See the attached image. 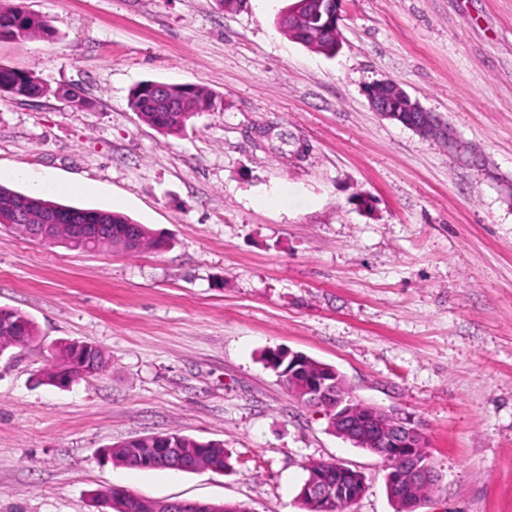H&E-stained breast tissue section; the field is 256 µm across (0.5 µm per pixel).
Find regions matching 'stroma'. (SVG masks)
I'll return each instance as SVG.
<instances>
[{
  "instance_id": "1",
  "label": "stroma",
  "mask_w": 512,
  "mask_h": 512,
  "mask_svg": "<svg viewBox=\"0 0 512 512\" xmlns=\"http://www.w3.org/2000/svg\"><path fill=\"white\" fill-rule=\"evenodd\" d=\"M54 39L0 40V66L90 105L0 96V183L123 213L168 238L136 254L0 229V307L39 339L0 356V512H96L144 498L301 512L313 461L360 471L351 512H394L377 455L332 432L263 359L334 366L358 399L419 421L437 482L419 512H512V0H343L335 57L290 39L292 0H24ZM145 80L204 86L185 135L142 122ZM399 84L456 139L371 108ZM288 150L258 147L263 126ZM100 347L103 373L40 383L49 347ZM178 431L231 470L144 476L103 456ZM97 512H136L139 506L129 497L119 498L113 489L100 491L93 497Z\"/></svg>"
}]
</instances>
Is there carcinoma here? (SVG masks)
Segmentation results:
<instances>
[{"instance_id":"carcinoma-1","label":"carcinoma","mask_w":512,"mask_h":512,"mask_svg":"<svg viewBox=\"0 0 512 512\" xmlns=\"http://www.w3.org/2000/svg\"><path fill=\"white\" fill-rule=\"evenodd\" d=\"M282 30L294 41L327 57L336 55V42L339 41V27L336 18L322 13L318 16L305 12L296 25L283 23ZM54 30L42 16L26 10L22 0H0V39H21L29 37L50 38ZM162 85L164 90L156 92L155 87ZM0 88L9 90V94L37 100L53 95L66 101L74 109L88 106V100L80 91L67 86L53 87L43 82L32 72H22L0 66ZM218 97L213 92L192 84L159 83L144 81L136 85L128 97L129 108L140 119L157 128L165 135L182 136L201 112L211 111L217 106ZM36 206L24 224H5L3 228L30 237L29 225L38 224L48 211L70 209L43 197L35 196ZM84 217L81 224H100L108 236L100 247L129 252L143 249L160 250L165 241L143 224H137L127 216L109 210L80 209ZM39 336L36 323L26 314L13 309L0 308V349L23 347ZM76 343H59V352L51 357L44 370L42 382L54 387L59 386L68 374L95 376L101 373L107 360L102 350L91 346L89 359L74 363ZM267 363L279 374L285 386L295 391L297 380L288 377V355L282 350L272 351ZM109 457L128 467L144 469L145 459L155 457L154 468L174 469L192 472L200 469L232 468L231 456L221 441H199L176 431L149 434L116 444L110 447ZM308 474L323 476L327 485V495L309 498L298 494L303 512H350L351 506L365 491L363 475L342 464L332 462H312L306 467ZM432 484L423 481L412 486L401 484L392 501L395 512H406L403 497L408 495L420 503L429 499ZM97 512H138L136 501L129 497L119 498L114 490L108 489L96 493L93 497Z\"/></svg>"}]
</instances>
